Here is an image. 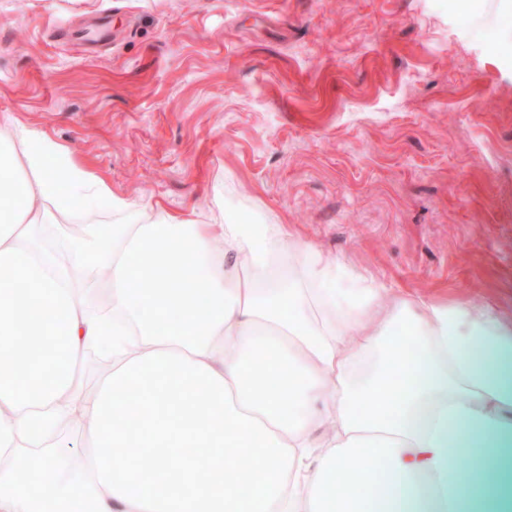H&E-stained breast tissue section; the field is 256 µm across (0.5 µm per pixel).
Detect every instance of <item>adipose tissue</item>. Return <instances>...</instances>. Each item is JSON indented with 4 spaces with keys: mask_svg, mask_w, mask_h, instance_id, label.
Listing matches in <instances>:
<instances>
[{
    "mask_svg": "<svg viewBox=\"0 0 512 512\" xmlns=\"http://www.w3.org/2000/svg\"><path fill=\"white\" fill-rule=\"evenodd\" d=\"M215 206L134 203L44 133L0 136V512H512V318ZM76 267L112 301V366L79 400L100 329ZM71 410L75 453L24 448ZM112 221V213L108 211H101L99 212L93 220L89 221L85 218L79 217L77 215H65L60 218L59 223L64 231L66 233L65 226L68 224H73L69 228V233L71 236L76 237L79 236L82 233V225L84 224V229L86 224H108ZM92 222V223H90Z\"/></svg>",
    "mask_w": 512,
    "mask_h": 512,
    "instance_id": "1",
    "label": "adipose tissue"
}]
</instances>
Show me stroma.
<instances>
[{"instance_id": "35a3bbf8", "label": "stroma", "mask_w": 512, "mask_h": 512, "mask_svg": "<svg viewBox=\"0 0 512 512\" xmlns=\"http://www.w3.org/2000/svg\"><path fill=\"white\" fill-rule=\"evenodd\" d=\"M0 125L512 316V0H0Z\"/></svg>"}]
</instances>
